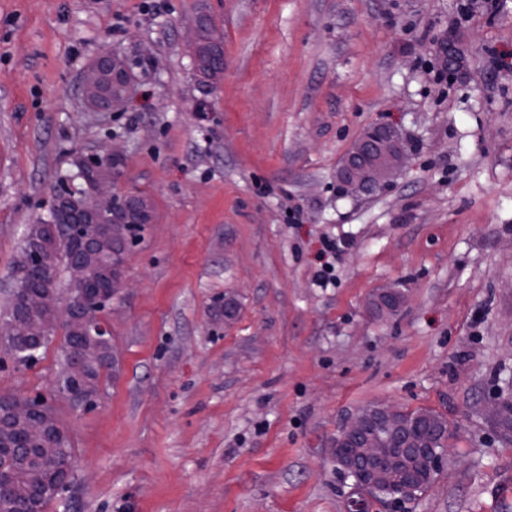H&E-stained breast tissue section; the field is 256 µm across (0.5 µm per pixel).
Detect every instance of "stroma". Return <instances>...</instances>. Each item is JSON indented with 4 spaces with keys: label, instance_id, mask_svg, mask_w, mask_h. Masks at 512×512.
Segmentation results:
<instances>
[{
    "label": "stroma",
    "instance_id": "1",
    "mask_svg": "<svg viewBox=\"0 0 512 512\" xmlns=\"http://www.w3.org/2000/svg\"><path fill=\"white\" fill-rule=\"evenodd\" d=\"M458 2L0 0V313L80 157L120 144L116 188L153 212L104 314L120 360L93 409L55 390L61 337L27 369L0 348V394L44 399L75 449L48 512H349L332 441L379 401L442 414L450 436L425 491L369 512H512V440L482 414L512 394V65L492 61L512 50V0L465 18ZM201 10L224 46L205 98L185 38ZM104 48L137 78L118 112L84 98ZM380 122L410 165L338 196ZM387 288L403 308L373 318Z\"/></svg>",
    "mask_w": 512,
    "mask_h": 512
}]
</instances>
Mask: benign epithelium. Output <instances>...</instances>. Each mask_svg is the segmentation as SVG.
<instances>
[{"label": "benign epithelium", "instance_id": "benign-epithelium-1", "mask_svg": "<svg viewBox=\"0 0 512 512\" xmlns=\"http://www.w3.org/2000/svg\"><path fill=\"white\" fill-rule=\"evenodd\" d=\"M133 87V73L125 59L110 50L100 51L92 60L84 83L88 105L98 112H110L112 107L127 99ZM407 147L397 129L378 123L365 130L346 153L336 171L340 195L355 197L374 193L384 188L391 175L407 166L411 160ZM120 172L110 178L85 181L84 204L60 205L56 222L78 228L83 224H101L103 218L112 223V236L118 237L127 224H150L152 209L147 198L128 193L117 195L114 182ZM100 238L83 237L80 254L73 256L65 269L67 285L81 294L91 283L88 257L99 254ZM127 251L121 246L103 255L106 275L112 278V295H117L123 277ZM403 303V295L396 289L383 291L373 301L379 313H395ZM46 304L56 305L59 320L67 325L69 336L63 348L68 354L66 374L58 380L63 387L74 381L85 380L88 362L106 350L107 360L116 363L112 350V336L105 325H96V315L81 297L63 301L61 289L53 277L44 280L38 288L25 292L23 308L0 322V342L15 345L40 336H51L54 326L42 323L38 310ZM505 413L504 401L494 398L483 406L484 417L493 424ZM23 430L27 440L34 444L28 449L21 471L23 479L33 489L29 510H38L39 497L61 498L72 485L76 470L48 469L40 460L43 446L51 444L66 432L48 409L36 410L32 401L19 395L0 396V447L10 433ZM447 431L440 418H430V424L411 420L409 411L397 403L370 404L345 415L333 441V456L344 473H358L373 491L391 489L403 480L420 477V463L428 459V466L439 469L444 456H427L433 447V433Z\"/></svg>", "mask_w": 512, "mask_h": 512}]
</instances>
